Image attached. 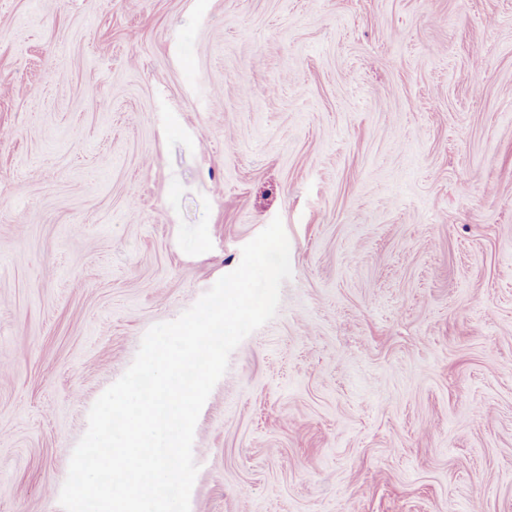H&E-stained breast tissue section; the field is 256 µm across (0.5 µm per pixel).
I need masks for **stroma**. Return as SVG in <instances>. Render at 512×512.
<instances>
[{"label":"stroma","instance_id":"obj_1","mask_svg":"<svg viewBox=\"0 0 512 512\" xmlns=\"http://www.w3.org/2000/svg\"><path fill=\"white\" fill-rule=\"evenodd\" d=\"M277 217L190 512H512V0H0V512Z\"/></svg>","mask_w":512,"mask_h":512}]
</instances>
